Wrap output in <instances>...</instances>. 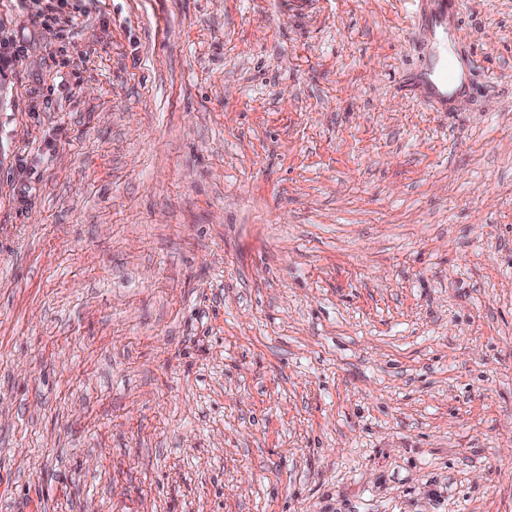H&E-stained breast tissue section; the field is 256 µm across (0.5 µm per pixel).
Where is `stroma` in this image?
Here are the masks:
<instances>
[{
  "instance_id": "1",
  "label": "stroma",
  "mask_w": 512,
  "mask_h": 512,
  "mask_svg": "<svg viewBox=\"0 0 512 512\" xmlns=\"http://www.w3.org/2000/svg\"><path fill=\"white\" fill-rule=\"evenodd\" d=\"M456 9L0 0V512H512V0ZM436 65L431 66V68L426 69L425 74L430 75L434 72H436V79L439 84L442 85L444 88V91H441L440 89L436 88V84L433 83L430 87V96L428 97L429 100L435 104H439L443 106V102L447 99H450V90L452 89L455 80H456V74L452 65L451 60H447L446 62H443L439 67H436Z\"/></svg>"
}]
</instances>
